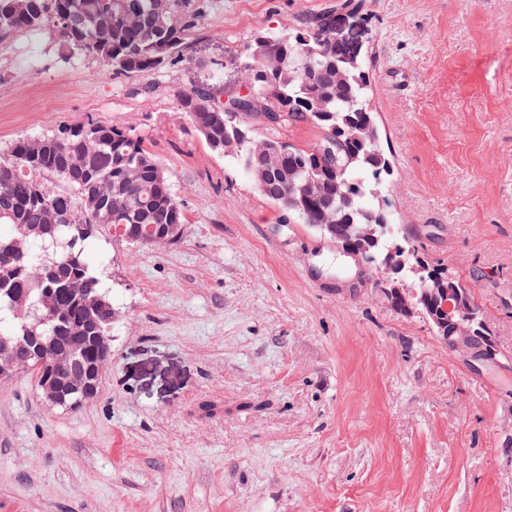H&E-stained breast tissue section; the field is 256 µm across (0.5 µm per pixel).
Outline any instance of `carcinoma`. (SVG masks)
<instances>
[{
  "label": "carcinoma",
  "mask_w": 512,
  "mask_h": 512,
  "mask_svg": "<svg viewBox=\"0 0 512 512\" xmlns=\"http://www.w3.org/2000/svg\"><path fill=\"white\" fill-rule=\"evenodd\" d=\"M66 16L80 24L65 32ZM201 17L193 0H0V37L17 32L52 33L73 54L95 56L114 73L160 70L179 52ZM305 20L272 42L258 35L245 48L241 88L251 111L230 119L214 88L195 82L179 98V110L209 149L225 154L224 139L241 131L245 144L236 159L246 174L255 163L254 129L265 135L259 145L284 155L285 165L269 178L279 187L288 223L319 224L321 212L340 218L338 241H347L369 257L370 267L385 269L391 242L370 243L360 236L366 224L392 221L387 202L393 166L379 141L359 143V125H378L370 108L371 82L358 55L365 30L360 23L331 17ZM273 112L277 120L261 124L255 114ZM304 121L320 130L319 139L299 147L283 141L279 129ZM95 137L83 139V126H60L51 135L21 137L0 152V250L18 256L0 266V341L37 336L47 347L59 344L75 325L84 332L80 352L68 355L83 365L97 362L93 336L102 322L88 310L81 290L109 302L102 273L87 249L116 239L133 247L166 243L141 235L147 224H185L183 208L168 176L144 141L118 123L89 122ZM57 178L64 189H54ZM443 284L458 289L477 314L482 307L471 288L446 268L436 269ZM26 301L19 316L15 300ZM54 304L48 319L45 300Z\"/></svg>",
  "instance_id": "carcinoma-1"
}]
</instances>
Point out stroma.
<instances>
[{
  "instance_id": "stroma-1",
  "label": "stroma",
  "mask_w": 512,
  "mask_h": 512,
  "mask_svg": "<svg viewBox=\"0 0 512 512\" xmlns=\"http://www.w3.org/2000/svg\"><path fill=\"white\" fill-rule=\"evenodd\" d=\"M193 67L104 72L44 32L0 38V149L119 123L167 172L176 242L107 254L112 362L97 396L0 384V512H512V0H357L388 208L481 304L500 367L474 371L358 264L285 223L178 109L220 98L259 33L347 0H199Z\"/></svg>"
}]
</instances>
